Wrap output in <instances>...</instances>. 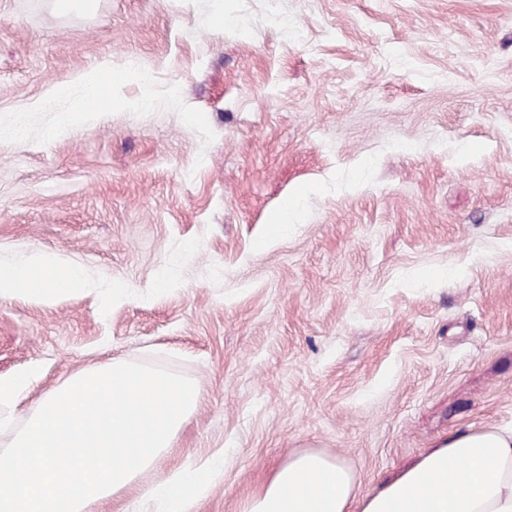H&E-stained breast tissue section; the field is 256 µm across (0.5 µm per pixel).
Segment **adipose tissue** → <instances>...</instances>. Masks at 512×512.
<instances>
[{
    "mask_svg": "<svg viewBox=\"0 0 512 512\" xmlns=\"http://www.w3.org/2000/svg\"><path fill=\"white\" fill-rule=\"evenodd\" d=\"M133 70L81 78L86 94L47 132L58 136L93 118L105 83L119 85ZM81 274L54 255L35 251L0 266V298L27 294L43 302L76 292ZM36 370L0 378V409L26 406L23 428L0 452V512H94L155 468L195 413L200 389L190 380L128 360L79 371L25 405ZM222 477L211 466L149 485L118 512H186L190 493ZM512 512V427L458 432L445 447L374 496L359 498L353 471L304 452L278 470L244 512Z\"/></svg>",
    "mask_w": 512,
    "mask_h": 512,
    "instance_id": "adipose-tissue-1",
    "label": "adipose tissue"
}]
</instances>
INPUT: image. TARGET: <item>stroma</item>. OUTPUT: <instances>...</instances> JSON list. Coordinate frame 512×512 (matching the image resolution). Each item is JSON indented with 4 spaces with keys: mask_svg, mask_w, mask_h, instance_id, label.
Instances as JSON below:
<instances>
[{
    "mask_svg": "<svg viewBox=\"0 0 512 512\" xmlns=\"http://www.w3.org/2000/svg\"><path fill=\"white\" fill-rule=\"evenodd\" d=\"M132 64L46 138L59 88ZM5 127L0 259L85 284L0 299V377L37 368L31 401L112 359L194 380L142 478L223 462L192 512H242L307 451L373 494L512 425V0H0ZM302 212L297 203H289L285 205L277 214L272 218L271 225H273L278 235L288 232L294 224L303 223Z\"/></svg>",
    "mask_w": 512,
    "mask_h": 512,
    "instance_id": "obj_1",
    "label": "stroma"
}]
</instances>
